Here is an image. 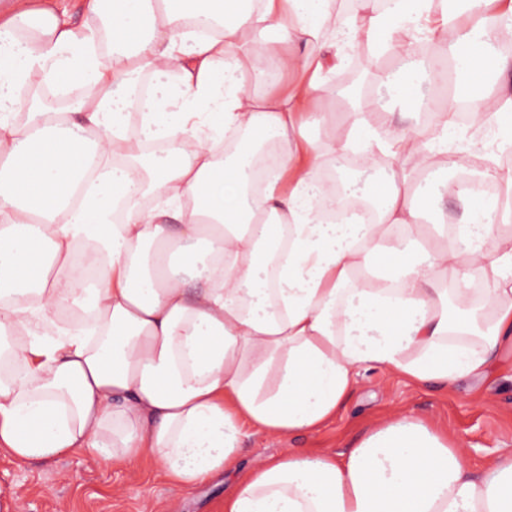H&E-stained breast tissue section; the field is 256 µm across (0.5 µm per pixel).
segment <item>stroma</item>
Masks as SVG:
<instances>
[{"mask_svg": "<svg viewBox=\"0 0 512 512\" xmlns=\"http://www.w3.org/2000/svg\"><path fill=\"white\" fill-rule=\"evenodd\" d=\"M344 408L320 429L281 439L249 432L241 467L288 450L310 456L348 452L369 428L396 413L432 421L460 442L470 469L482 472L490 460L512 451V355L478 384L421 386L381 368L361 370ZM231 475H219L193 489L166 482L151 458L115 465L99 456L65 452L30 465L0 453V512H220Z\"/></svg>", "mask_w": 512, "mask_h": 512, "instance_id": "obj_1", "label": "stroma"}]
</instances>
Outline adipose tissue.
<instances>
[{
  "label": "adipose tissue",
  "mask_w": 512,
  "mask_h": 512,
  "mask_svg": "<svg viewBox=\"0 0 512 512\" xmlns=\"http://www.w3.org/2000/svg\"><path fill=\"white\" fill-rule=\"evenodd\" d=\"M368 2L81 0L100 23L78 27L57 0H0L1 451L148 455L183 488L233 472L223 512H512V453L473 474L412 414L337 458L237 470L243 428L317 430L360 368L481 382L512 346V54L489 49L512 43V0ZM424 42L467 75L492 69L469 97L490 140L449 142L451 96L429 136L384 108L335 110L348 49L397 59L380 83L422 105L409 62ZM60 90L70 105H48ZM242 133L277 146L257 188ZM347 154L388 161L375 223L322 218L336 193L321 172ZM464 158L498 192L458 188L451 233L424 247L434 197L418 176ZM72 307L83 319H63Z\"/></svg>",
  "instance_id": "adipose-tissue-1"
}]
</instances>
